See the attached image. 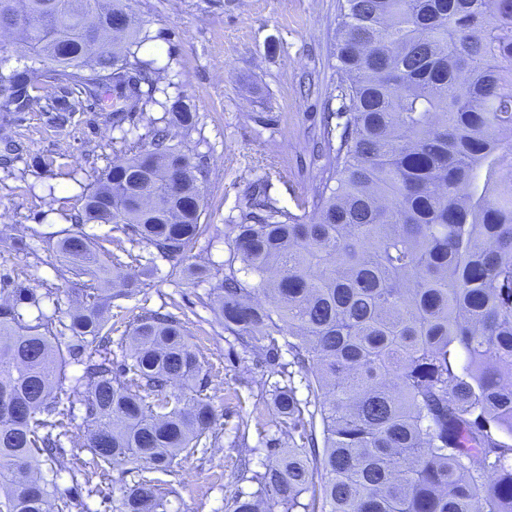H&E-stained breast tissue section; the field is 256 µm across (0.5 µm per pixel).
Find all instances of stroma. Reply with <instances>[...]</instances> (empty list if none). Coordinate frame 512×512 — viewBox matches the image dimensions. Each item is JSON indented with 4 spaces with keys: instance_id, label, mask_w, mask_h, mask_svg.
Listing matches in <instances>:
<instances>
[{
    "instance_id": "obj_1",
    "label": "stroma",
    "mask_w": 512,
    "mask_h": 512,
    "mask_svg": "<svg viewBox=\"0 0 512 512\" xmlns=\"http://www.w3.org/2000/svg\"><path fill=\"white\" fill-rule=\"evenodd\" d=\"M163 56L172 60L169 95L188 97L199 114L191 135L177 134L209 172L206 223L215 225L192 253L209 277L185 281L131 269L112 322L125 331L133 317L169 312L185 321L189 342L206 362L204 389L218 435L206 453L179 457L165 480L166 512H232L238 496L254 495L272 447L288 440L269 393L270 369L225 332L216 316L210 277L224 271L231 240L223 228L245 207L254 186L271 174L268 194L294 208L322 177L325 158L313 151L323 113L341 105L336 84L337 0H131ZM50 101L40 110L0 115V145L19 153L0 160V280L50 289L40 307L21 305L25 319L65 317L83 281L65 272L54 244L72 230L82 185L115 160L122 136L108 108L85 99L65 125Z\"/></svg>"
}]
</instances>
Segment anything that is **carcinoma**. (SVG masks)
I'll list each match as a JSON object with an SVG mask.
<instances>
[{"label":"carcinoma","mask_w":512,"mask_h":512,"mask_svg":"<svg viewBox=\"0 0 512 512\" xmlns=\"http://www.w3.org/2000/svg\"><path fill=\"white\" fill-rule=\"evenodd\" d=\"M0 27L19 32L23 58L0 82L4 111L31 112V91L67 82L64 123L96 95L92 70L112 75L113 127L163 112L121 137L55 243L87 278L69 322L19 313L49 289H0V512H83L129 463L124 512H165L155 474L215 438L209 402L167 393L175 379L194 389L204 360L178 317L147 312L113 367L104 310L127 263L83 226L155 249L171 276L201 274L184 261L210 231L208 173L169 134L196 130L198 114L161 88L169 64L143 55L154 37L128 0H0ZM335 56L341 109L315 143L324 175L300 215L266 194L240 210L213 276L224 331L287 378L271 395L288 446L233 512H512V0H338ZM79 391L90 428L68 449ZM67 454L71 486L33 472Z\"/></svg>","instance_id":"obj_1"}]
</instances>
